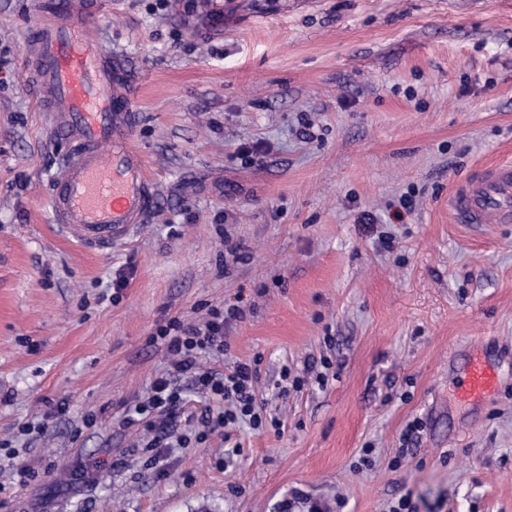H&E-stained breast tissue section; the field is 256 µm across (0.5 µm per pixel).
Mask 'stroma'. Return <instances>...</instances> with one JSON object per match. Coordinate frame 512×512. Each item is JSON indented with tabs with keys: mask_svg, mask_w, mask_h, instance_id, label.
Segmentation results:
<instances>
[{
	"mask_svg": "<svg viewBox=\"0 0 512 512\" xmlns=\"http://www.w3.org/2000/svg\"><path fill=\"white\" fill-rule=\"evenodd\" d=\"M40 19L0 0V440L35 472L14 484L0 451V512H512V223L450 206L512 160V0H108L92 34L130 59L157 191L97 254L47 222L70 144L30 87ZM224 305L241 317L203 368L257 361L282 426L197 441L218 404L184 379L190 442L149 466L123 422L167 366L149 336ZM472 353L500 373L475 408Z\"/></svg>",
	"mask_w": 512,
	"mask_h": 512,
	"instance_id": "obj_1",
	"label": "stroma"
}]
</instances>
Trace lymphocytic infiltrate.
<instances>
[{"mask_svg": "<svg viewBox=\"0 0 512 512\" xmlns=\"http://www.w3.org/2000/svg\"><path fill=\"white\" fill-rule=\"evenodd\" d=\"M240 315L236 307L214 306L201 324H186L173 318L151 334V341L163 342L169 357V368L153 379L147 396L134 405L131 414L124 420L126 426H141L152 432V439L143 443L145 450L151 454V463L160 461L155 450L162 445V432L175 423L184 411L186 399L177 384L181 376L193 380L209 397L222 402V411L206 420L209 431L223 432L241 421L255 430L267 426L280 428V420L268 417L265 408L256 399V363H235L218 376L200 369L199 352L224 353L227 348L224 326Z\"/></svg>", "mask_w": 512, "mask_h": 512, "instance_id": "obj_1", "label": "lymphocytic infiltrate"}]
</instances>
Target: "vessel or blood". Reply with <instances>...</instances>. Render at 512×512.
I'll return each instance as SVG.
<instances>
[{
    "instance_id": "1",
    "label": "vessel or blood",
    "mask_w": 512,
    "mask_h": 512,
    "mask_svg": "<svg viewBox=\"0 0 512 512\" xmlns=\"http://www.w3.org/2000/svg\"><path fill=\"white\" fill-rule=\"evenodd\" d=\"M101 10L100 0H65L45 10L28 61L53 131L72 146L50 185V221L92 252L130 237L150 215L154 197L145 159L132 143L135 78L119 52L90 34ZM452 208L469 224H511L512 162L466 178ZM498 386L495 369L474 355L455 395L477 405Z\"/></svg>"
}]
</instances>
